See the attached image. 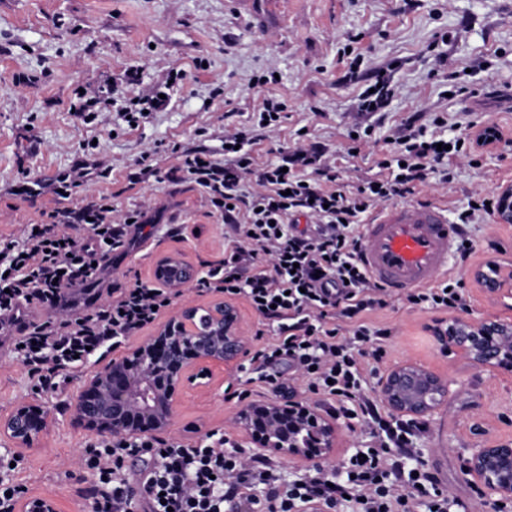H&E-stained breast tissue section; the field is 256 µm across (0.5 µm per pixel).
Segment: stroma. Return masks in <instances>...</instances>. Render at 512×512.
Returning a JSON list of instances; mask_svg holds the SVG:
<instances>
[{
    "label": "stroma",
    "instance_id": "stroma-1",
    "mask_svg": "<svg viewBox=\"0 0 512 512\" xmlns=\"http://www.w3.org/2000/svg\"><path fill=\"white\" fill-rule=\"evenodd\" d=\"M345 47L359 56L360 83L343 79ZM128 69L139 70L140 80L120 86L117 101L149 93L171 71L186 77L170 88L165 110L135 126L102 102L89 116L74 112L83 90H97ZM378 69L390 70L399 92L387 111L357 112L363 80ZM272 70L278 83L253 87L255 75ZM20 73L28 82L15 83ZM507 84L512 0H0V233L22 236L41 211L58 207L55 181L79 163L84 176L68 206L108 192L117 211L139 207L155 222L149 237L102 274L95 290L100 300H111L113 280L152 282L157 260L168 254L203 269L224 255L223 224L210 216L195 185L132 183L137 160L149 152L159 169H168L176 146L223 157L225 131L249 126L268 93L287 110L259 145L258 162L278 161V147L305 130L350 188L375 176L376 153L411 116L427 124L446 113L447 136L457 122L496 124L502 139L485 147L478 164L454 159L448 182L431 178L414 196L453 220L475 194L512 185V101L487 95ZM459 86L474 90V97L456 95ZM359 125L374 132L354 156L349 133ZM24 181L26 193L19 189ZM171 224L184 225L182 237L167 236ZM466 230L473 241L469 266L512 257V224L485 217ZM435 317L395 296L369 321L392 330L384 366L411 358L447 377L448 402L416 446L450 494L467 500L473 498L464 473L470 449L512 441V370L488 373L437 347L428 330ZM16 340L0 333V411L37 398L55 421L39 447L18 453L0 443V459L18 458L11 478L29 494H54L66 512H83L95 489L79 461L90 435L72 425L70 404L87 371L77 369L69 383L34 393ZM253 371L250 363L233 372L219 368L208 391L180 392L173 436L191 442L220 428L236 441V394Z\"/></svg>",
    "mask_w": 512,
    "mask_h": 512
}]
</instances>
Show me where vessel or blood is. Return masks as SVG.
Returning a JSON list of instances; mask_svg holds the SVG:
<instances>
[{
  "label": "vessel or blood",
  "instance_id": "b4317fda",
  "mask_svg": "<svg viewBox=\"0 0 512 512\" xmlns=\"http://www.w3.org/2000/svg\"><path fill=\"white\" fill-rule=\"evenodd\" d=\"M459 228L435 205H392L362 228L369 276L395 295L431 285L447 271Z\"/></svg>",
  "mask_w": 512,
  "mask_h": 512
}]
</instances>
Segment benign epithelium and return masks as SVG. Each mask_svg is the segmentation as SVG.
<instances>
[{
	"mask_svg": "<svg viewBox=\"0 0 512 512\" xmlns=\"http://www.w3.org/2000/svg\"><path fill=\"white\" fill-rule=\"evenodd\" d=\"M494 217L512 224V185L496 191ZM196 270L180 257L162 258L155 283L175 292L194 282ZM481 290L495 298L512 296V263L491 259L469 272ZM434 343L454 350L475 367L493 372L512 366V322L450 314L429 326ZM243 316L233 302L215 298L185 305L149 336L84 379L70 406L74 427L103 438H141L167 432L177 414L178 391H204L214 368H238L249 351ZM448 379L429 367L404 359L386 370L377 395L394 415L419 421L448 400ZM54 422L40 400L20 403L0 414V441L23 450L35 447ZM233 424L257 455H274L296 470L328 463L354 426L295 396L276 395L238 408ZM464 472L496 502L512 501V442L471 449ZM13 512H65L50 494L21 496Z\"/></svg>",
	"mask_w": 512,
	"mask_h": 512,
	"instance_id": "obj_1",
	"label": "benign epithelium"
}]
</instances>
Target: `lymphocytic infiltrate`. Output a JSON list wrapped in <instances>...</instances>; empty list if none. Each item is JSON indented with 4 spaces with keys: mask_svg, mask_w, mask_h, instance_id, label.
Masks as SVG:
<instances>
[{
    "mask_svg": "<svg viewBox=\"0 0 512 512\" xmlns=\"http://www.w3.org/2000/svg\"><path fill=\"white\" fill-rule=\"evenodd\" d=\"M224 142L223 158L181 152L165 172L142 155L136 180L163 176L192 183L222 219L224 257L196 286L229 299L244 297L260 323L272 328L273 340L262 341L252 357L261 368L253 384L280 392L281 377L268 367L288 363L316 406L385 437L355 449L339 466L315 465L287 483L276 459L226 448L218 430L192 444L154 436L89 440L82 462L96 479V492L84 512H336L343 505L350 512H471L417 461L415 439L424 424L386 413L364 388L363 370L382 361V342L391 331L365 321L386 306L388 291L370 279L357 253L362 215L414 195L429 175L448 181L449 159L474 156L478 141L461 132L441 151L424 126L407 121L376 159L377 176L352 192L317 143L288 148L278 162L260 167L245 132L225 133ZM301 215L312 220L313 231H291L290 219ZM145 224L144 211L113 214L110 197L101 194L42 211L22 238L0 234V330L33 307L66 313L31 323L20 339L18 353L37 389L69 382L91 351L139 335L174 305L176 293L137 281L113 285L108 303L74 309L75 294L95 288L111 256L128 254L134 231ZM404 299L435 311L467 308L453 276ZM132 457L147 463L136 479L126 467ZM258 485L266 488L264 497L253 495Z\"/></svg>",
    "mask_w": 512,
    "mask_h": 512,
    "instance_id": "f902f5d3",
    "label": "lymphocytic infiltrate"
}]
</instances>
